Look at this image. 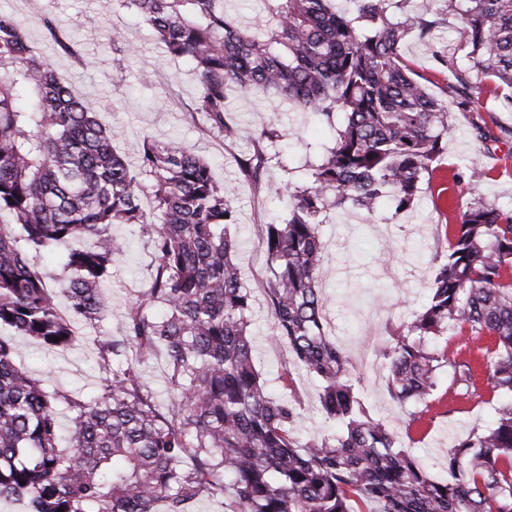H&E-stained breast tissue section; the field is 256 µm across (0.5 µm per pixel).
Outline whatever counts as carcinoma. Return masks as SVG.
<instances>
[{"label": "carcinoma", "instance_id": "carcinoma-1", "mask_svg": "<svg viewBox=\"0 0 512 512\" xmlns=\"http://www.w3.org/2000/svg\"><path fill=\"white\" fill-rule=\"evenodd\" d=\"M120 2L170 58L190 61L196 111L225 140L238 134L231 90L272 93L335 132L308 184L287 190L288 216L258 225L270 340L285 351L281 393L254 361L252 295L228 233L234 190L176 142L145 140L132 171L111 129L0 15V501L28 512H194L220 492L224 512H512V208L466 206L445 233L430 301L381 349L391 397L415 405L412 424L444 374L461 398L480 388L509 400L490 426L448 449V478H433L369 414L324 315L320 229L330 211L369 210L386 195L395 214L408 211L447 150V103L401 53L408 33L431 24L403 12L407 0H347L344 11L335 0H264L252 26L228 16L224 0ZM457 2L470 64L454 50L443 64L456 107L476 114L471 128L483 142L494 137L484 90L508 89L496 101L512 106V0ZM40 17L45 37L72 51L53 17ZM282 137L274 123L260 124L253 150L237 159L243 180L262 183ZM114 224L149 236L154 269L117 335L98 343L104 364L117 363L101 393L75 400L36 381L2 332L67 350L82 328L112 319L101 283L123 251ZM64 243L66 313L34 262ZM449 331L478 342V355L439 346ZM128 348L166 360L167 413L122 362ZM296 365L320 382L319 405L334 425L320 437L297 432Z\"/></svg>", "mask_w": 512, "mask_h": 512}]
</instances>
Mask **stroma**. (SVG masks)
<instances>
[{
  "mask_svg": "<svg viewBox=\"0 0 512 512\" xmlns=\"http://www.w3.org/2000/svg\"><path fill=\"white\" fill-rule=\"evenodd\" d=\"M44 8L54 16L60 34L72 41L73 54H64L46 39L41 19L28 0H0V13L24 28L34 50L68 76L77 94L111 126L120 153L134 163L144 138L158 142L175 138L208 160L220 182L235 188L236 223L230 233L240 242L237 258L253 297L249 332L254 338L256 367L270 389H277L280 360L269 346L271 319L263 293L268 267L256 227L286 218L285 190L288 184L305 180L302 165L307 145L331 143L333 130L274 95L235 93L229 105L239 133L234 142H225L194 110L197 82L191 63L170 59L135 10L120 6L118 0H44ZM432 21L428 35L415 31L407 36L402 54L412 69L431 79L435 94L450 103L454 96L448 89V71L436 62L434 53L459 47L462 17L452 0H436ZM116 29L134 50L119 74L112 67L116 54L112 32ZM264 116L273 119L284 134L280 148L288 166H271L257 187L241 179L235 159L251 148ZM451 123L448 149L411 211L395 215L391 201L383 198L369 212L332 211L321 227V277L326 285L331 338L351 358L370 414L397 434H412L411 456L436 477L446 476L444 462L454 441L491 424L498 403L485 394L462 400L442 390L424 418L410 422L409 407L399 406L389 395L387 371L377 350L427 302L434 269L447 247L445 226L459 223L467 203L475 199L512 208V143L477 141L468 114L462 112H452ZM467 161L486 170V177L458 179ZM112 233L122 243L124 254L113 264L103 290L117 317L149 280L153 255L148 236L137 227L119 224ZM389 242L396 245L391 256L385 250ZM13 343L22 365L35 378L73 397L98 393L105 372L93 340L68 351L48 350L24 336L14 337ZM294 379L304 399L299 432L306 438L328 432L317 402V380L300 367L295 368Z\"/></svg>",
  "mask_w": 512,
  "mask_h": 512,
  "instance_id": "stroma-1",
  "label": "stroma"
}]
</instances>
